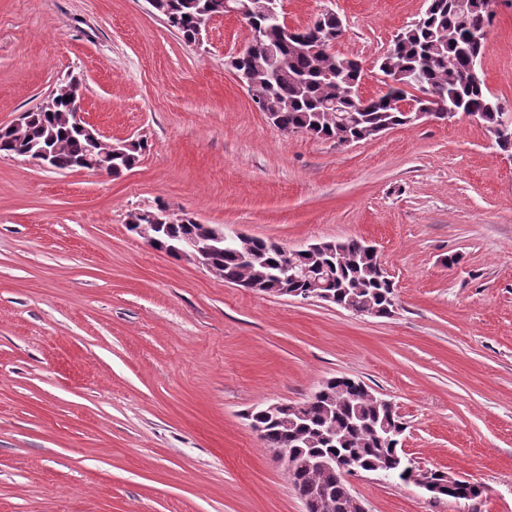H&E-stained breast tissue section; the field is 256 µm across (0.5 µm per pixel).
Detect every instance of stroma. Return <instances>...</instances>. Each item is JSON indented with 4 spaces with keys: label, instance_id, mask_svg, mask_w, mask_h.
<instances>
[{
    "label": "stroma",
    "instance_id": "stroma-1",
    "mask_svg": "<svg viewBox=\"0 0 512 512\" xmlns=\"http://www.w3.org/2000/svg\"><path fill=\"white\" fill-rule=\"evenodd\" d=\"M284 7L294 26L335 11L374 97L426 3ZM491 9L484 81L512 102V0ZM250 40L220 17L185 43L147 0H0V125L71 74L105 141L147 144L119 177L0 157V512H307L247 413L334 376L395 403L417 465L485 488L434 500L364 473L367 512H512V158L463 115L348 146L285 134L230 67ZM160 204L290 248L369 240L396 310L216 279L128 231Z\"/></svg>",
    "mask_w": 512,
    "mask_h": 512
}]
</instances>
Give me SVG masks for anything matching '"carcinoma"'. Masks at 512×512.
Segmentation results:
<instances>
[{
  "label": "carcinoma",
  "mask_w": 512,
  "mask_h": 512,
  "mask_svg": "<svg viewBox=\"0 0 512 512\" xmlns=\"http://www.w3.org/2000/svg\"><path fill=\"white\" fill-rule=\"evenodd\" d=\"M225 0H157V13L163 18L173 17L175 32L190 43L215 17L225 14ZM491 0H428L418 20L399 32L379 60L378 70L397 79V84L386 85L380 100L392 97L412 99L408 91L413 84L411 72L420 66L418 83L434 88L445 101L453 102L461 112H474L479 123L491 134L496 147L512 156V135L494 136L500 113L489 107L493 95L485 81L470 80L467 72L475 60L483 57L485 43L462 47L461 36L471 27L491 25ZM253 26L265 30L262 43L247 47L241 55V65L232 68L248 74L252 83L264 88L265 98L257 102L260 110L273 114L272 123L281 131L307 133L313 137L335 140L345 136L367 140L375 131L409 125L408 116L395 107L376 106L359 111L358 101L348 93V84L361 80L362 71L357 60L345 55L338 57L321 51L299 52L288 47L280 26L262 14L252 18ZM79 92L68 84L53 94L55 106L51 110L35 107L30 110L29 122L17 128H0V154L30 156L36 150L53 146L57 151L59 169L72 170L88 152V143L73 118V98ZM204 225L192 221L167 224L161 238L188 240L198 236ZM239 247H218L213 260L224 273V282L235 284L245 277L238 258ZM254 270L263 274L265 287H290L305 292L320 286L336 298V306L345 303L364 305L374 317H388L395 301L391 279L378 271L374 257L358 238L337 242L333 253H301L292 255L278 251L267 239L250 241ZM294 264L310 271V277L288 282L279 278L284 267ZM328 390L334 401L311 404L301 417L288 423L268 427L265 444L281 448L292 441L286 459L288 472L298 493H304L308 480L303 471L306 458L315 452L333 454L341 459H352L362 469L379 468L394 471L391 445L380 442L368 432L350 426L353 418H377L390 425L400 421L397 416L385 415L365 400L362 394L344 389L339 377H332ZM317 480L333 492L336 512H351L344 496V480L340 471H323ZM483 490L470 485L441 488L440 496L453 500L476 501Z\"/></svg>",
  "instance_id": "obj_1"
}]
</instances>
